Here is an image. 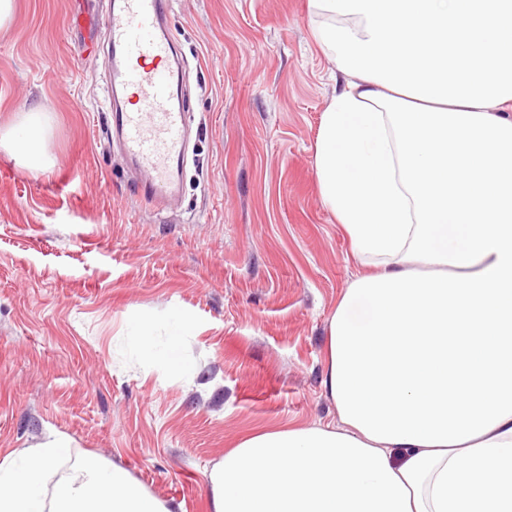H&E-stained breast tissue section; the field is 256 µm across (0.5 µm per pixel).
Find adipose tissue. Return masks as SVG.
<instances>
[{"label": "adipose tissue", "mask_w": 512, "mask_h": 512, "mask_svg": "<svg viewBox=\"0 0 512 512\" xmlns=\"http://www.w3.org/2000/svg\"><path fill=\"white\" fill-rule=\"evenodd\" d=\"M342 81L322 116L323 203L367 265L328 324L336 424L245 436L209 512H512V0H310ZM42 110L10 152L49 167ZM168 340L133 324L141 359ZM52 435L0 460V512H174Z\"/></svg>", "instance_id": "ef3b65f1"}]
</instances>
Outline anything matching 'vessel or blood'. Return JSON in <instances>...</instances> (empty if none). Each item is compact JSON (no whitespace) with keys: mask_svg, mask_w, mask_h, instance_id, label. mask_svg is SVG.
Masks as SVG:
<instances>
[{"mask_svg":"<svg viewBox=\"0 0 512 512\" xmlns=\"http://www.w3.org/2000/svg\"><path fill=\"white\" fill-rule=\"evenodd\" d=\"M103 2L112 139L139 171L145 199L160 205L178 193L188 160L189 69L165 26L168 0Z\"/></svg>","mask_w":512,"mask_h":512,"instance_id":"obj_1","label":"vessel or blood"}]
</instances>
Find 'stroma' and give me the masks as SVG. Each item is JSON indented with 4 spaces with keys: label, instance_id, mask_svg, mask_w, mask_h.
I'll list each match as a JSON object with an SVG mask.
<instances>
[{
    "label": "stroma",
    "instance_id": "35a3bbf8",
    "mask_svg": "<svg viewBox=\"0 0 512 512\" xmlns=\"http://www.w3.org/2000/svg\"><path fill=\"white\" fill-rule=\"evenodd\" d=\"M99 0H15L0 29V137L48 117L47 171L0 146V460L68 439L177 512L259 429L333 424L329 320L362 267L319 195L336 89L308 0H170L190 64L193 144L179 205L151 207L108 143ZM141 366L130 325L166 337ZM191 331L190 322L180 314L170 317L168 340L165 345H158L148 339L150 325L146 321L137 320L133 324L132 347L144 361L172 355L177 340Z\"/></svg>",
    "mask_w": 512,
    "mask_h": 512
}]
</instances>
